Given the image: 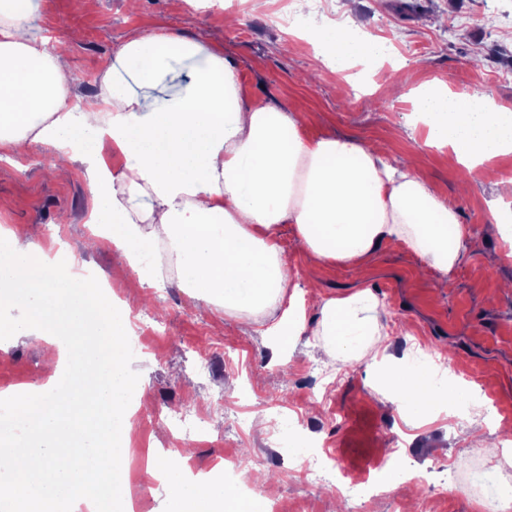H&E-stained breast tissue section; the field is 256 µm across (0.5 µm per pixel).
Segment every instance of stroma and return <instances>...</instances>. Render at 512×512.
<instances>
[{"label": "stroma", "instance_id": "1", "mask_svg": "<svg viewBox=\"0 0 512 512\" xmlns=\"http://www.w3.org/2000/svg\"><path fill=\"white\" fill-rule=\"evenodd\" d=\"M39 2L38 32L70 42L71 99L94 97L113 49L131 33H201L223 47L247 98L308 115V136L378 142L394 164L415 156L432 190L456 206L461 223L481 242L479 251L462 255L447 287H438L437 272L397 241L383 243L364 270L326 264L312 273L294 225L285 224L280 237L286 257L303 299L370 290L383 307L381 343L388 357L404 346L428 347L460 379L492 392L502 413L486 421L484 432L489 441L502 442L497 424L512 422V292L501 285L512 282V259H504L505 243L489 222L492 201L512 205V196L498 197L488 182L460 193L461 173L449 170L443 154L424 146L421 130L404 122L412 113L406 95L423 79L438 78L454 89L478 87L512 105V43L501 37L512 30V0H327L323 22L354 15L363 31L391 43L408 61L423 62L420 71L380 68L374 79L390 89L382 101L360 87L337 91L336 77L327 71L318 83L306 82V73L320 62L308 48L287 51L289 30L275 21L276 0L261 14L235 8L239 22L233 27L210 8H234V0H197L191 12L174 8V0H139L134 11L126 0H96L92 6L86 0ZM51 159L48 149L34 145L15 161L0 160V218L15 227L39 225L42 242L58 240L62 259L95 269L110 280L113 294H125L123 281L113 277L125 265L124 256L111 243L95 240L89 223V180L76 166L53 174ZM146 294L131 312L135 332L148 333L149 347L131 357L145 384L128 485L131 496L145 494L148 512H166L170 491L149 480L147 447L155 446L158 460H173L189 441L195 444L192 473H208L224 457H236L272 475L280 503L302 499L306 512H347L348 503L328 487L290 476L293 463L277 454L273 439L246 428L252 415L267 412L300 418L319 430L328 452L361 474L384 452V438L399 435L401 456L421 478L416 492L388 487L362 512H477L480 471L491 459L465 441L469 416L414 427L396 405L381 404L372 388L375 367L329 361L320 337L301 336L290 361L280 366L261 334L262 318L228 319L219 308L212 320H202L169 273ZM317 365L337 372L333 386L316 379ZM46 379L39 348L21 338L0 343V390L39 386ZM230 379L240 384L241 397L225 391Z\"/></svg>", "mask_w": 512, "mask_h": 512}]
</instances>
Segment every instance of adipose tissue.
Masks as SVG:
<instances>
[{"instance_id": "obj_1", "label": "adipose tissue", "mask_w": 512, "mask_h": 512, "mask_svg": "<svg viewBox=\"0 0 512 512\" xmlns=\"http://www.w3.org/2000/svg\"><path fill=\"white\" fill-rule=\"evenodd\" d=\"M38 8L37 0H0V156L41 145L81 161L91 221L123 253L127 287L161 279L151 257L166 243L177 285L196 308L265 315L262 333L275 360L309 332L322 338L328 357L383 363L370 291L315 298L317 319L308 323L280 227L294 225L317 264L361 263L381 243L400 240L450 278L470 239L457 209L418 167L389 165L378 145L308 137L302 114L243 98L221 47L172 31L128 36L113 50L96 96L71 109L66 45L49 49L32 36ZM317 36L333 72L358 64L370 71L388 60L387 44L353 24H327ZM409 95L425 146L445 149L450 168L478 181L489 162L512 154V106L488 92L435 79ZM40 235L37 227L0 228V299L17 312L0 335L54 347L53 373L68 376L71 389L0 392V409L23 404L40 412L27 433L0 439V473L13 483L0 512H129L130 313L89 317L97 282L44 250ZM105 341L108 357L99 352ZM386 379L392 401L419 427L470 402L465 384L435 396L426 371L397 369ZM163 480L168 512H269L266 498L239 495L218 473L188 481L170 462Z\"/></svg>"}]
</instances>
